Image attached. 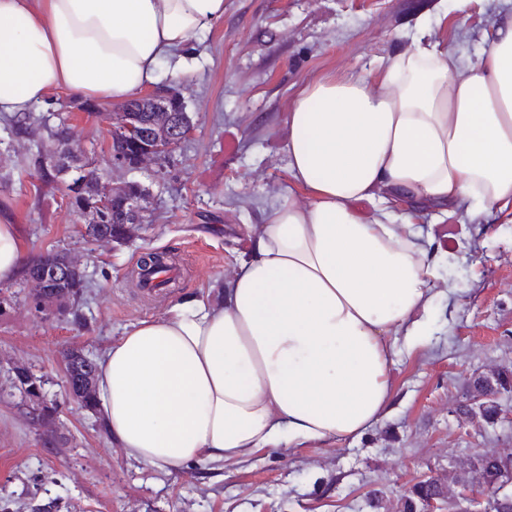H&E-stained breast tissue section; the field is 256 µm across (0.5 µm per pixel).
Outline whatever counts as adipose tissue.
I'll use <instances>...</instances> for the list:
<instances>
[{
	"label": "adipose tissue",
	"mask_w": 512,
	"mask_h": 512,
	"mask_svg": "<svg viewBox=\"0 0 512 512\" xmlns=\"http://www.w3.org/2000/svg\"><path fill=\"white\" fill-rule=\"evenodd\" d=\"M223 16L224 0H0V113L60 89L124 101L161 64L185 72L190 38ZM288 125V169L309 204L272 208L223 304L177 303L98 362L103 419L135 460L233 461L380 419L390 339L427 336L436 260L417 225L366 223L352 204L385 186L443 212L512 213V10L476 61L418 31L362 74L304 86Z\"/></svg>",
	"instance_id": "obj_1"
}]
</instances>
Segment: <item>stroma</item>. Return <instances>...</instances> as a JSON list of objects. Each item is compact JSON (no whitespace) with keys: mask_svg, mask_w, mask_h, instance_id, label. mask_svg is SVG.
Listing matches in <instances>:
<instances>
[{"mask_svg":"<svg viewBox=\"0 0 512 512\" xmlns=\"http://www.w3.org/2000/svg\"><path fill=\"white\" fill-rule=\"evenodd\" d=\"M506 0H224V16L188 42L177 81L192 130L148 185L145 222L122 246L91 244L66 201L64 183L35 170L50 141L15 138L0 119V224L13 225L22 259L62 251L84 271L83 313L46 316L28 286L11 281L0 314V505L32 512L54 498L59 512H402L415 485L447 483L479 454L512 452V396L487 420L460 411L474 378L512 370V222L498 213L442 214L400 200L421 225L439 264L416 350H400L389 372L386 413L363 435L328 444L262 448L229 462L158 469L127 456L67 390L61 353L101 354L143 319L162 318L199 293L223 297L235 262L249 256L267 212L284 198L308 201L288 172V114L299 90L343 76L411 46L416 22L450 54L482 50ZM104 102L66 109L78 152L106 158ZM175 259L173 292L146 294L133 273L140 255ZM41 377L58 407L55 439L34 425L11 369Z\"/></svg>","mask_w":512,"mask_h":512,"instance_id":"35a3bbf8","label":"stroma"}]
</instances>
